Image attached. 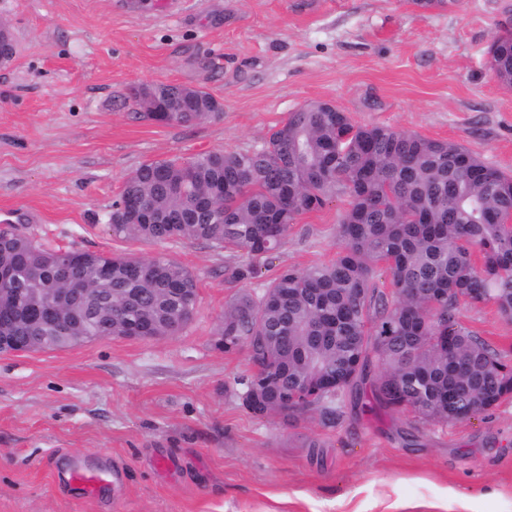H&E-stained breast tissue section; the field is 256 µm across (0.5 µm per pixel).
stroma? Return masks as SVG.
<instances>
[{
    "instance_id": "stroma-1",
    "label": "stroma",
    "mask_w": 512,
    "mask_h": 512,
    "mask_svg": "<svg viewBox=\"0 0 512 512\" xmlns=\"http://www.w3.org/2000/svg\"><path fill=\"white\" fill-rule=\"evenodd\" d=\"M0 0L16 37L0 65V211L62 250L165 255L198 278L178 335L111 337L0 353V512H512V401L455 425L409 424L346 399L340 419H259L233 393L246 352L214 345L224 308L280 268L333 260L347 207L298 217L256 274L201 242L113 238L108 216L143 163L261 146L302 106L329 101L363 125L454 141L512 174V90L487 51L512 0ZM204 87L217 121L135 118L133 91ZM462 320L512 362V322L490 304ZM111 463L95 500L61 465Z\"/></svg>"
}]
</instances>
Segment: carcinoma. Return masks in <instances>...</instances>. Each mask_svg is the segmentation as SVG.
<instances>
[{"label": "carcinoma", "mask_w": 512, "mask_h": 512, "mask_svg": "<svg viewBox=\"0 0 512 512\" xmlns=\"http://www.w3.org/2000/svg\"><path fill=\"white\" fill-rule=\"evenodd\" d=\"M488 68L512 89V36L496 38ZM154 83L135 92L158 124L217 120L210 93ZM349 198L336 259L282 267L224 310L216 346L244 349L260 368L237 380L251 414L283 421L313 412L335 423L344 398L370 384L375 406L414 421L471 419L512 399V364L461 319L463 305L495 306L512 321V176L464 146L390 126L358 124L318 102L288 113L259 147L143 163L112 208V236L203 241L240 254L232 277L256 273L297 218ZM0 266L14 285L95 284L112 275V335L143 319L144 338L173 336L198 304L196 275L170 258L56 251L10 231ZM5 336L52 335L14 313Z\"/></svg>", "instance_id": "carcinoma-1"}]
</instances>
